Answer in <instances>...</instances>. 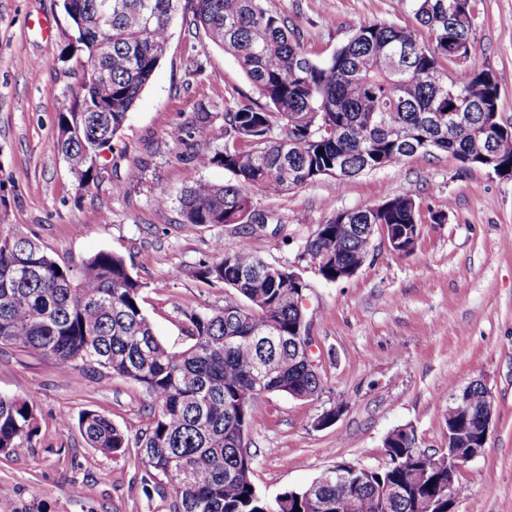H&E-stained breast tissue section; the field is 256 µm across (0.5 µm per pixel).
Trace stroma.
<instances>
[{"instance_id":"stroma-1","label":"stroma","mask_w":512,"mask_h":512,"mask_svg":"<svg viewBox=\"0 0 512 512\" xmlns=\"http://www.w3.org/2000/svg\"><path fill=\"white\" fill-rule=\"evenodd\" d=\"M300 32L312 56H328L359 26L395 23L427 41L407 0H270ZM469 66L494 73L498 120L512 127V0H476ZM71 26L62 0H0V224L37 239L48 254L78 263L100 251L125 257L143 285V308L168 347L188 345L184 314L220 309L224 287L200 268L216 249L241 243L305 281V316L322 378L314 397L260 396L248 426L256 454L253 482L268 502L308 486L338 465L386 464L384 441L413 431L428 454L448 447L452 394L485 384L495 416L485 452L459 474L466 493L457 512H512V178L463 168L451 155L417 154L336 181L319 179L274 199L255 196L273 213L245 234L239 224H187L185 187L227 183L233 176L202 166L195 153L224 144V103L253 88L234 58L203 30L177 20L151 83L101 162L126 183H103L79 197L53 147L58 119L69 110L82 76L65 56ZM207 109L201 136L173 142L169 129ZM413 192L421 225L409 254L378 245L351 278L329 281L305 247L336 212L371 207ZM166 204H158V197ZM443 215L434 223L433 215ZM33 395L38 436L23 456L0 458V512H171L169 484L144 483L137 447L105 456L90 448L77 417L93 409L132 433L149 424L143 387L85 367L60 373L55 360L0 346V395ZM338 409L336 422L316 427ZM69 415L60 425V415Z\"/></svg>"}]
</instances>
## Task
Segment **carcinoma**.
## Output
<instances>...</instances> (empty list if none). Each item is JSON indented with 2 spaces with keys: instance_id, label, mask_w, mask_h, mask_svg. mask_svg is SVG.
Wrapping results in <instances>:
<instances>
[{
  "instance_id": "obj_1",
  "label": "carcinoma",
  "mask_w": 512,
  "mask_h": 512,
  "mask_svg": "<svg viewBox=\"0 0 512 512\" xmlns=\"http://www.w3.org/2000/svg\"><path fill=\"white\" fill-rule=\"evenodd\" d=\"M103 0H63L71 42L108 75L106 83L80 82L71 110L60 115L54 149L81 196H93L104 179L102 154L123 129L142 91L164 58L179 0H112L103 32L82 26ZM269 0H185L184 18L231 54L263 102L240 95L224 107V146L200 153L235 181L199 183L179 203L187 224H254L265 218L253 196L275 198L323 177L336 178V161L364 171L397 164L417 153L452 155L464 167L512 169V132L498 114L499 85L490 72L444 67L448 40L471 39L473 0H411L429 40L406 26H360L328 57L312 58L288 21ZM199 112L169 138L178 143L203 131ZM359 224H384L406 244L419 235L414 195L390 199L375 215L357 209L336 213L306 245L324 261L321 275L347 278L373 243ZM290 269L267 263L245 244L217 249L199 275L224 285V308L185 313L190 343L167 347L144 312L143 285L125 258L100 251L79 264L61 263L33 238L0 225V345L54 359L67 372L82 362L141 385L151 400V420L136 436L145 466L175 495L174 512H419L448 479V455H428L415 439L387 438L386 454L398 462L336 482L326 471L300 490H287L272 506L253 480L254 454L247 440L254 401L265 393L311 398L321 390L294 337L306 329L301 300L307 288ZM484 386L471 383L462 421H470ZM89 447L116 456L130 437L103 413L86 409L78 419ZM38 423L32 397L0 396V456L35 447ZM424 467L430 478L413 480ZM403 495L384 508L376 500L391 487Z\"/></svg>"
}]
</instances>
